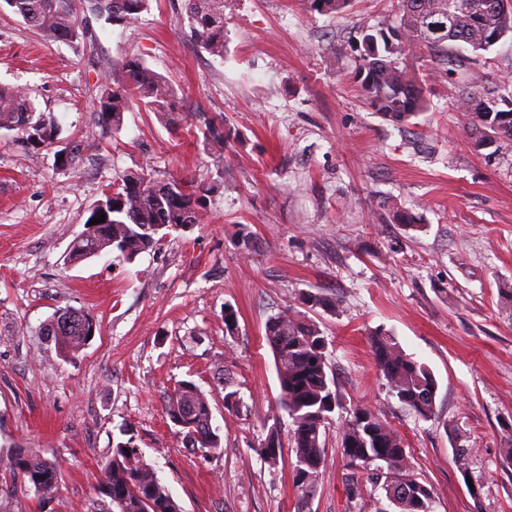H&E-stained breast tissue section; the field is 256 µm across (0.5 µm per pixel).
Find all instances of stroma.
Returning a JSON list of instances; mask_svg holds the SVG:
<instances>
[{
    "mask_svg": "<svg viewBox=\"0 0 512 512\" xmlns=\"http://www.w3.org/2000/svg\"><path fill=\"white\" fill-rule=\"evenodd\" d=\"M396 7L352 0L326 15L303 0H224L220 58L188 37L184 0H151L131 24L84 15L87 36L72 42L45 41L0 7V84L29 89L59 127L42 149L0 131V449H31L62 471L43 507L0 481V512H96L101 464L127 439L183 512H359L382 494L365 478L354 496L346 482L336 426L359 404L402 436L434 512H512L502 455L512 304L498 294L512 284V148L475 145L456 88L425 57L413 61L427 101L418 117L398 125L364 102L353 79L358 28ZM129 57L172 82L173 123L138 105L120 130L98 122L102 86L123 81ZM476 67L485 85L512 84V38ZM217 113L231 131L220 164L196 142ZM79 140L95 150L62 163ZM142 169L211 185L202 223L131 263L109 251L71 262L93 205ZM392 204L423 229L390 223ZM306 292L340 303L316 321L342 399L307 496L293 482L291 420L265 338L267 319L302 310ZM64 308L97 323L70 361L45 335ZM378 329L433 371L431 418L391 397L368 342ZM225 376L239 410L224 407ZM183 380L209 399L219 455L184 448L175 433L165 403ZM273 428L285 443L274 465L260 454Z\"/></svg>",
    "mask_w": 512,
    "mask_h": 512,
    "instance_id": "stroma-1",
    "label": "stroma"
}]
</instances>
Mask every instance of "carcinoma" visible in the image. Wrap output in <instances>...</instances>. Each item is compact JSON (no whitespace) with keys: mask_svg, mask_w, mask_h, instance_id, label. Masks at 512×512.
Returning a JSON list of instances; mask_svg holds the SVG:
<instances>
[{"mask_svg":"<svg viewBox=\"0 0 512 512\" xmlns=\"http://www.w3.org/2000/svg\"><path fill=\"white\" fill-rule=\"evenodd\" d=\"M12 11L48 41H73L80 36L82 16L90 12L112 24L138 19L150 0H4ZM321 14L344 10L350 0H304ZM188 36L214 57H224V0H186ZM362 50L357 56L356 78L364 100L381 116L402 124L425 109L424 83L407 59L426 54L458 76L456 108L474 117L467 135L477 145H512V85L482 86V77L463 55L487 51L512 34V0H398L394 13L374 25L359 27ZM126 79L104 84L96 105L98 121L115 130L123 114L138 104L161 117L175 110L176 90L164 76L139 58L122 63ZM15 131L32 147L51 145L57 127L44 118L22 87L0 86V130ZM224 119L204 123V151L224 160ZM204 188L195 179L158 180L147 171L123 175L112 193L99 201L90 218L105 215V222L73 241L70 257L83 261L110 249L131 263L160 244L185 224L201 221ZM303 301L334 313L336 301L308 293ZM57 326L46 328L48 341L64 358L89 343V315L69 308L57 311ZM265 336L272 349L279 385V404L292 420L289 439L295 456L296 487L312 493L321 476L326 445V423L342 407L335 378L326 356V339L306 316L284 311L270 317ZM376 364L389 391L404 407L422 418L434 414L438 382L423 362L406 354L394 339L376 332L370 337ZM191 420L177 434L184 447L204 455L221 451V437L210 425L212 409L206 395L191 381L177 385L166 401L169 417L184 407ZM340 448L357 484L368 472L385 492L374 501L372 512H434L432 492L419 480L406 445L397 431L365 406L354 408L339 428ZM261 453L270 464L282 456L277 430L270 431ZM7 468L12 485L34 493L45 504L59 486L58 462L25 448L10 453ZM98 493L107 512H182L180 505L148 465L132 440L119 442L101 465Z\"/></svg>","mask_w":512,"mask_h":512,"instance_id":"1","label":"carcinoma"}]
</instances>
